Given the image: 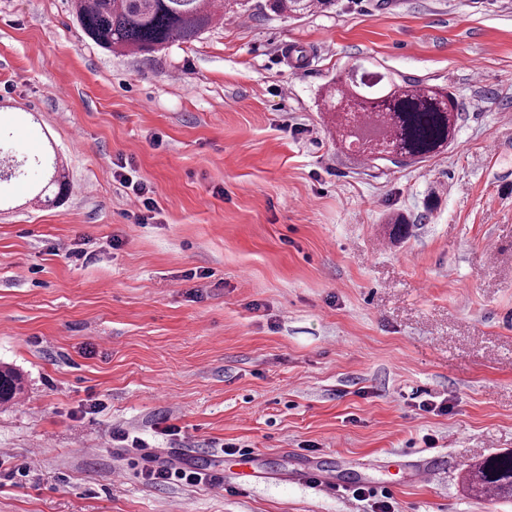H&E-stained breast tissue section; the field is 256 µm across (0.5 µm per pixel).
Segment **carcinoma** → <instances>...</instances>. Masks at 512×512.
Returning a JSON list of instances; mask_svg holds the SVG:
<instances>
[{"mask_svg": "<svg viewBox=\"0 0 512 512\" xmlns=\"http://www.w3.org/2000/svg\"><path fill=\"white\" fill-rule=\"evenodd\" d=\"M333 0H271L277 13L305 15L326 9ZM245 7L244 0H73L84 34L109 52L149 54L176 42H189ZM332 114L336 143L356 162L384 160L395 166L426 161L448 148L458 121V104L444 87L418 81L397 83L352 68L339 74L322 94ZM36 198L56 203L66 183L57 179V158H46ZM20 378L0 369V404L14 401ZM476 493L512 499V450L487 456L472 467Z\"/></svg>", "mask_w": 512, "mask_h": 512, "instance_id": "cac0c4a2", "label": "carcinoma"}]
</instances>
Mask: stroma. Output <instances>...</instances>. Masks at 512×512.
Wrapping results in <instances>:
<instances>
[{
    "instance_id": "1",
    "label": "stroma",
    "mask_w": 512,
    "mask_h": 512,
    "mask_svg": "<svg viewBox=\"0 0 512 512\" xmlns=\"http://www.w3.org/2000/svg\"><path fill=\"white\" fill-rule=\"evenodd\" d=\"M251 3L121 56L70 0H0V152L23 164L0 205V365L24 386L0 404V467L29 469L0 476V512H372L314 483L143 474L219 478L228 443L264 471L397 480L391 512H512L465 482L512 449V0ZM356 63L453 92L448 150L350 160L321 89ZM50 151L71 187L47 207L28 161ZM333 0H272L270 9L288 15H305L315 9H327ZM121 177H123V181L127 184V187L131 188L132 193L136 199L137 202L141 204L143 207V211H141L140 214H138V219L141 224H149L150 221L155 218L156 208L155 203L153 201V198L146 197L147 193L150 192V190L147 188V186L141 182L133 181V178L125 176V174L119 173ZM145 475L153 480L167 482L168 480L182 481L187 484H199L202 482H210L213 480L212 476L203 474L189 467H176L163 465L156 469L149 468L145 471Z\"/></svg>"
}]
</instances>
